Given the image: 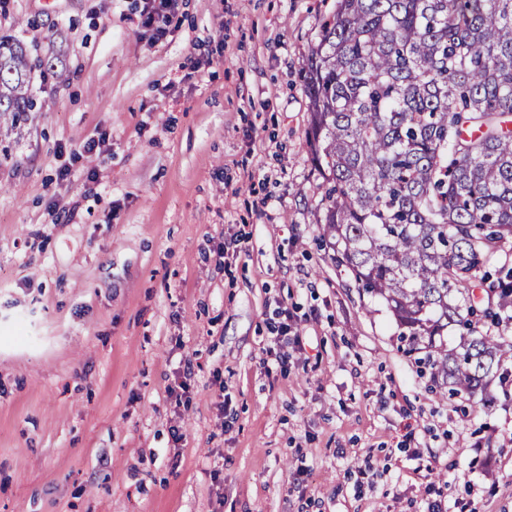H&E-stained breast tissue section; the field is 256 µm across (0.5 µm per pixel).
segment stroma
<instances>
[{"instance_id":"35a3bbf8","label":"stroma","mask_w":512,"mask_h":512,"mask_svg":"<svg viewBox=\"0 0 512 512\" xmlns=\"http://www.w3.org/2000/svg\"><path fill=\"white\" fill-rule=\"evenodd\" d=\"M335 2L176 0L159 35L144 0H0L58 74L0 116V512H512V389L432 393L320 242Z\"/></svg>"}]
</instances>
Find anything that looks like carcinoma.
<instances>
[{
  "label": "carcinoma",
  "instance_id": "obj_1",
  "mask_svg": "<svg viewBox=\"0 0 512 512\" xmlns=\"http://www.w3.org/2000/svg\"><path fill=\"white\" fill-rule=\"evenodd\" d=\"M33 67L0 35V114L16 124L39 111ZM303 78L332 259L440 391L512 383V268L487 271L512 241V0H336Z\"/></svg>",
  "mask_w": 512,
  "mask_h": 512
}]
</instances>
